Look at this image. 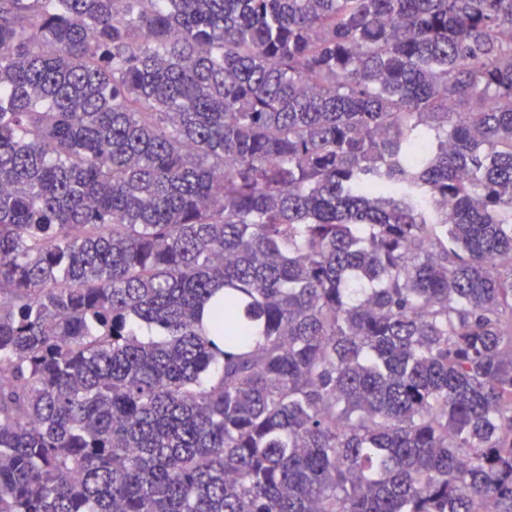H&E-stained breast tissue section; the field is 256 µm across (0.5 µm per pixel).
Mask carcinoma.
I'll list each match as a JSON object with an SVG mask.
<instances>
[{
	"label": "carcinoma",
	"instance_id": "1",
	"mask_svg": "<svg viewBox=\"0 0 512 512\" xmlns=\"http://www.w3.org/2000/svg\"><path fill=\"white\" fill-rule=\"evenodd\" d=\"M512 512V0H0V512Z\"/></svg>",
	"mask_w": 512,
	"mask_h": 512
}]
</instances>
